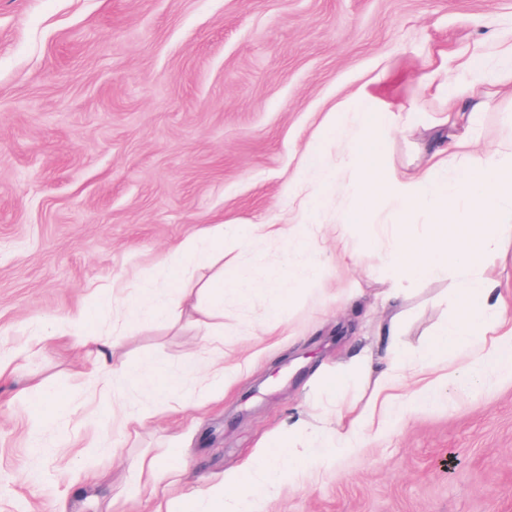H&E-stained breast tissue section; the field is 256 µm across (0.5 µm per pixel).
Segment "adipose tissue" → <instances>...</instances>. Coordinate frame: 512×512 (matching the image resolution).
Listing matches in <instances>:
<instances>
[{"label":"adipose tissue","mask_w":512,"mask_h":512,"mask_svg":"<svg viewBox=\"0 0 512 512\" xmlns=\"http://www.w3.org/2000/svg\"><path fill=\"white\" fill-rule=\"evenodd\" d=\"M395 120L394 114L378 110L363 98L355 112L343 116L333 128L337 141L345 144L358 164L353 221L371 223L382 202L396 215L392 242L380 255L392 273L385 290L391 305L402 301L405 282L430 278L452 267L459 274L455 314L437 331L424 355L407 349L387 354L374 378L373 399L362 407L354 404L339 410L328 444L314 438L308 448H293V435L306 432L304 426H296L292 435L281 436L279 447L260 450L262 465L249 462L226 473L204 493L181 498L175 512H226L232 500L242 512H253L268 487L294 479L299 455H306L310 465H325L354 452L357 445L400 423L407 414L436 403L452 389L477 388L491 376L512 380V303L482 270L488 252L512 239V147L480 156L474 153L469 134L445 138L435 132L427 166L413 180L404 181L385 168L377 134ZM313 183L334 186L331 164L319 145L307 146L301 156L296 197H305L307 185ZM421 212L429 218L430 231L417 236L412 227ZM223 251L224 227L215 224L180 243L172 257L180 269L197 270ZM191 294V289H182L174 308L160 309L152 289L140 287L113 309L112 319L119 322L128 313L155 309L160 317L178 320L184 313L198 311L201 304ZM89 322V313L78 309L44 339L83 351L102 385H109L117 373L123 389L140 387L143 373L116 371L111 338L90 332Z\"/></svg>","instance_id":"obj_1"}]
</instances>
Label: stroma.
<instances>
[{"label":"stroma","mask_w":512,"mask_h":512,"mask_svg":"<svg viewBox=\"0 0 512 512\" xmlns=\"http://www.w3.org/2000/svg\"><path fill=\"white\" fill-rule=\"evenodd\" d=\"M512 47V0H0V351L19 367L0 382V512H83L77 480L102 479L110 512H163L239 467L294 418L327 431L337 403H364L371 377L344 391L321 376L370 359L390 276L365 252L391 242L378 223L351 224L357 174L335 157L337 188L293 213L298 161L309 142L334 149L331 113L359 95L412 127L384 139L389 168L407 179L426 153L424 129L448 127V86L463 63ZM478 149L512 136V83L499 87L472 130ZM295 220L320 269L286 308L267 281L287 280L284 241L265 225ZM213 224L231 227L224 257L197 271L246 272L255 290L224 294L223 398L202 397L183 375L204 357L209 328L161 318L113 326L115 359L158 368L179 386L180 411L160 407L146 427L121 431L78 351L36 346L39 329L100 290L135 287L173 303L165 256ZM455 271L409 285L399 346L425 351L453 312ZM39 382V396L19 391ZM43 418L41 436L31 421ZM155 476L141 486L132 469ZM139 487L138 495L128 490ZM259 512H512V382L451 390L356 453L271 490Z\"/></svg>","instance_id":"obj_1"}]
</instances>
